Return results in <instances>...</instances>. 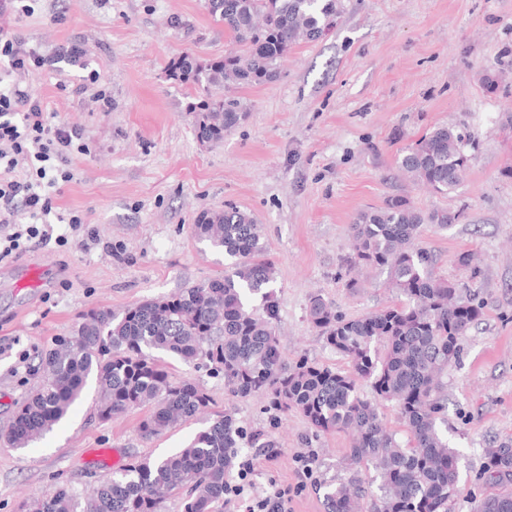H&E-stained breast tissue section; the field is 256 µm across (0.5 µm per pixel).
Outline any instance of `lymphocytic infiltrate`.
I'll list each match as a JSON object with an SVG mask.
<instances>
[{
    "label": "lymphocytic infiltrate",
    "instance_id": "obj_1",
    "mask_svg": "<svg viewBox=\"0 0 512 512\" xmlns=\"http://www.w3.org/2000/svg\"><path fill=\"white\" fill-rule=\"evenodd\" d=\"M6 60L13 82L0 88V261L34 242L56 238L49 220L54 199L72 181L70 156L87 150L81 129L50 120L27 79L42 66L24 54L0 27V60Z\"/></svg>",
    "mask_w": 512,
    "mask_h": 512
}]
</instances>
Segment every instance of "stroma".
Returning a JSON list of instances; mask_svg holds the SVG:
<instances>
[{
	"label": "stroma",
	"instance_id": "stroma-1",
	"mask_svg": "<svg viewBox=\"0 0 512 512\" xmlns=\"http://www.w3.org/2000/svg\"><path fill=\"white\" fill-rule=\"evenodd\" d=\"M10 32L42 56L30 83L55 122L83 130L88 154L73 155V180L57 213L85 215L65 245L47 241L0 262V428L40 382L39 355L93 308L172 296L223 275V253L194 237L206 211L233 204L261 224L273 261V297L285 361L305 355L338 370L345 359L308 321L319 294L348 317L397 301L385 273L362 268L357 287L340 271L352 254L360 213L402 198L423 213L448 211V227L426 224L418 243L437 278L470 287L483 314L448 367V440L460 472L479 471L489 444L512 437V0H341L333 27L291 47L278 77L235 94L245 116L223 140L194 134L200 99L171 78L184 54L206 62L233 43L205 0H34ZM98 74L90 84L89 74ZM497 77L489 88L488 77ZM467 138V174L440 194L405 178L402 151L438 126ZM474 254L475 269L458 258ZM46 267L44 284L16 290L22 267ZM176 377L196 380L212 410H232L245 428L268 431L276 449L241 448L258 497L288 487V512H326L328 485L349 477L351 438L315 433L296 411L234 396L224 378L164 354ZM87 383L67 415L23 449L0 445V512L52 491L76 493L132 460L185 446L205 415L146 440L140 409L99 420ZM316 456L313 476L296 462Z\"/></svg>",
	"mask_w": 512,
	"mask_h": 512
}]
</instances>
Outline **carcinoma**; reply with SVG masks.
I'll use <instances>...</instances> for the list:
<instances>
[{
    "label": "carcinoma",
    "instance_id": "obj_1",
    "mask_svg": "<svg viewBox=\"0 0 512 512\" xmlns=\"http://www.w3.org/2000/svg\"><path fill=\"white\" fill-rule=\"evenodd\" d=\"M213 21L242 51L202 63L190 54L173 64L174 79L203 92L200 136L224 139L244 116L237 98L219 89L268 82L299 41L319 39L338 12V0H208ZM469 158L454 128L440 126L403 151L399 168L437 193L464 181ZM195 235L231 259L224 275L180 289L170 297L137 303L121 313L93 309L71 333L40 358L41 380L0 430V443L26 448L50 431L95 376L98 417L109 421L146 407L139 424L154 437L180 419L203 413L210 396L197 382L173 378L154 353L186 363L202 361L224 373V386L240 397L259 395L276 412L296 410L314 432L351 434V464L372 466L377 492L354 475L329 486L327 512H448L460 493L459 455L441 431L447 422L448 364L459 357L460 339L479 320L483 302L462 287L434 276L431 256L415 241L424 224L448 226L455 216L423 214L403 199L360 214L352 224L354 250L346 274L358 266L387 274L399 303L347 318L321 295L310 297L308 319L325 344L347 359L338 371L306 356L283 361L276 334L278 306L270 288L273 264L266 257L261 225L233 205L207 213ZM261 298L260 305L252 299ZM371 383L377 400L360 396ZM393 403L409 431L407 442L383 423L379 402ZM273 448L263 430L248 432L233 414L218 413L181 450L143 458L100 480L79 503L66 487L22 502L21 512H161L173 497L182 512H214L242 440ZM475 480L502 491L483 496L476 512H512V438L485 449Z\"/></svg>",
    "mask_w": 512,
    "mask_h": 512
}]
</instances>
